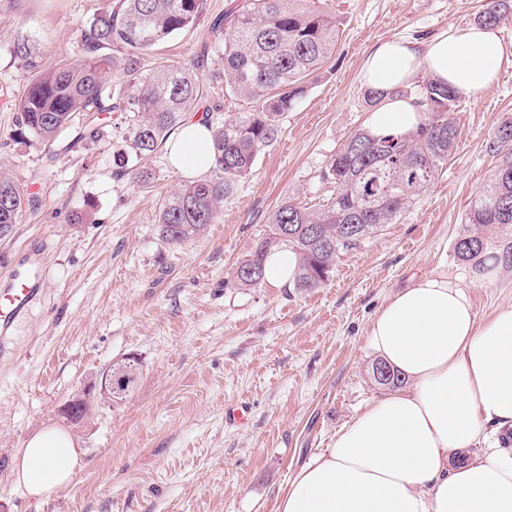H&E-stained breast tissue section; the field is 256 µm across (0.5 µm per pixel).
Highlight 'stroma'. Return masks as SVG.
I'll list each match as a JSON object with an SVG mask.
<instances>
[{
	"instance_id": "stroma-1",
	"label": "stroma",
	"mask_w": 512,
	"mask_h": 512,
	"mask_svg": "<svg viewBox=\"0 0 512 512\" xmlns=\"http://www.w3.org/2000/svg\"><path fill=\"white\" fill-rule=\"evenodd\" d=\"M240 0H208L198 25L142 56L208 74L223 46L214 25ZM484 0H321L336 19V51L259 155L253 175L195 240H163L157 216L186 181L166 153L145 158L148 185L115 178L126 119L102 137L48 147L18 137V114L0 106V171L38 203L0 240V285L34 254L40 298L0 360V512H276L310 455L387 394L371 376L367 329L413 277L443 272L471 283L478 315L512 304V267L487 286L454 252L465 213L494 159L486 145L512 114V81L461 98L459 135L441 172L399 223L341 254L310 292L265 283L232 287L240 261L286 199L330 195L319 175L370 111L359 71L366 49L393 37L430 39L476 24ZM111 0H0V87L20 95L36 74L81 56V32ZM27 43L23 57L16 47ZM135 356L143 374L120 406L95 404L74 425L60 407L113 361ZM248 406L247 424H227ZM57 426L77 455L73 481L39 503L18 486L13 460L37 431Z\"/></svg>"
}]
</instances>
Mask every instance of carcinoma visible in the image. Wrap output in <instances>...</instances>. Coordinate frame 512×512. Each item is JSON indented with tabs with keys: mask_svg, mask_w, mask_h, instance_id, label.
<instances>
[{
	"mask_svg": "<svg viewBox=\"0 0 512 512\" xmlns=\"http://www.w3.org/2000/svg\"><path fill=\"white\" fill-rule=\"evenodd\" d=\"M207 0H115L82 34L83 55L40 71L12 105L19 126L54 144L71 127L74 113H88L77 134L97 138L102 115L123 112L128 120L126 150L114 171L146 183L152 173L140 160L163 150L171 135L191 115L201 114L212 134L210 176L183 185L160 208L157 224L164 240L182 245L216 223L224 204L254 172L258 155L282 131L284 115L305 95L309 78L336 49V20L314 0H242L224 15L223 51L218 67L200 76L187 67L162 64L133 79L139 55L172 36L195 27ZM506 0H484L478 23L496 26ZM122 59L100 55L104 48ZM112 75H107V69ZM257 103L250 112L220 119V105L208 104L213 85ZM412 95L424 121L406 135L353 131L330 156L320 179L331 185L326 203L317 206L285 199L269 216V231L235 269L232 287L257 288L265 282V256L285 246L299 258L292 287L309 292L323 287L340 254L356 249L396 224L448 160L458 136L454 106L459 93L429 76ZM487 150L495 164L475 192L466 213L471 228L455 242L458 260L479 265L485 256L512 266V245L491 250L489 228L512 229V117L494 129ZM26 197L20 184L0 172V239L9 236ZM288 235H283V229ZM137 360L118 388L130 395L141 373Z\"/></svg>",
	"mask_w": 512,
	"mask_h": 512,
	"instance_id": "carcinoma-1",
	"label": "carcinoma"
}]
</instances>
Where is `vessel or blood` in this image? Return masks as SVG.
<instances>
[{
    "label": "vessel or blood",
    "mask_w": 512,
    "mask_h": 512,
    "mask_svg": "<svg viewBox=\"0 0 512 512\" xmlns=\"http://www.w3.org/2000/svg\"><path fill=\"white\" fill-rule=\"evenodd\" d=\"M41 291L39 277L15 272L9 283L0 289V357L12 351L13 335L27 316Z\"/></svg>",
    "instance_id": "vessel-or-blood-1"
}]
</instances>
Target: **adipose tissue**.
I'll return each mask as SVG.
<instances>
[{
	"mask_svg": "<svg viewBox=\"0 0 512 512\" xmlns=\"http://www.w3.org/2000/svg\"><path fill=\"white\" fill-rule=\"evenodd\" d=\"M506 53L493 28L453 29L427 43L392 39L368 49L360 79L384 92L370 111L376 134H406L423 114L402 90L420 74L479 97ZM186 177L210 167L206 126L190 120L167 147ZM377 355L410 382L369 402L300 467L278 512H512V443L473 445L512 432V305L477 317L469 284L433 272L413 278L372 319ZM67 433L33 435L14 460L18 483L44 501L75 474Z\"/></svg>",
	"mask_w": 512,
	"mask_h": 512,
	"instance_id": "1",
	"label": "adipose tissue"
}]
</instances>
